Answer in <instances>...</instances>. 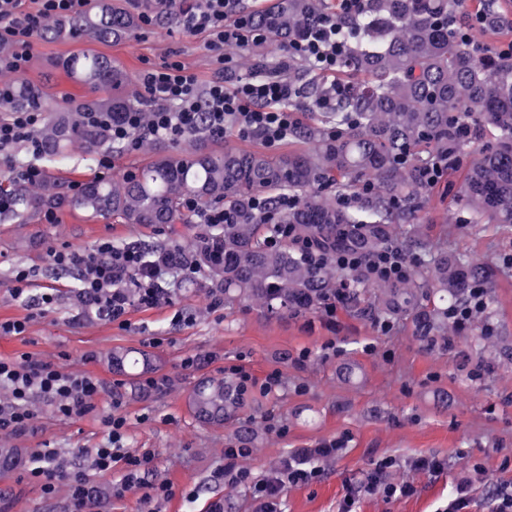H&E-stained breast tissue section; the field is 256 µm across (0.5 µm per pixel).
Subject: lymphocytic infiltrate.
I'll list each match as a JSON object with an SVG mask.
<instances>
[{
  "label": "lymphocytic infiltrate",
  "instance_id": "lymphocytic-infiltrate-1",
  "mask_svg": "<svg viewBox=\"0 0 512 512\" xmlns=\"http://www.w3.org/2000/svg\"><path fill=\"white\" fill-rule=\"evenodd\" d=\"M37 9L26 8L25 0H0V45H12L7 55H0V71L21 74L31 58L33 40L45 19L71 17L84 11L88 0H36ZM155 7L143 15L144 22H153L159 14L177 11L178 28L187 35L204 34L212 54L213 77L200 85L196 76L183 64L171 61L145 68L139 75L146 99L151 103L149 115L135 110L125 113L113 123L112 137L136 151L150 139L179 141L186 139L196 124L204 118L210 134L224 136L234 133L243 140L258 139L271 149L287 140L289 131L299 123L288 101L294 90L280 74L240 76L233 83L225 77L232 68L238 49L260 45L268 33L255 22V14L243 0H154ZM294 51L313 60L318 69L332 71L341 48L336 41V28L328 21L318 22ZM42 113L13 112L0 121V151L23 144L38 152L34 137L42 123ZM50 265L76 268L81 272L80 293L89 306L108 321L122 320L131 303L146 307L166 300L168 291L156 287L158 272L143 273L137 252L117 250L111 240L104 239L92 250L68 246L53 247L47 252ZM336 263L344 268L363 270L378 281L400 280L412 270L413 262L403 251L390 247L377 254L362 257L339 254ZM104 391L103 383L84 373L60 367L57 363L24 352L11 358H0V434L26 432L37 412L35 400H42L52 413L62 420H76L94 412ZM104 441L92 454V470L101 474L118 473L112 485L115 497L126 493L140 494L144 503L158 502L173 496L168 484H151L145 476L152 469L151 450L125 448L127 419L120 409L104 414ZM246 448L224 451V466L219 479L250 489L255 512H282V501L288 487L308 485L321 476L319 467L310 463L307 454L298 452L288 457L270 473L257 477L241 467V458L249 456ZM392 460H385L382 469L369 474L347 495L340 512H353L355 499L361 495L379 494L384 498L411 496L417 491L414 482L398 484L384 476ZM28 479L40 489L43 497L55 498L66 490L68 512H90L95 498L87 471L64 468L51 449L37 451L26 469Z\"/></svg>",
  "mask_w": 512,
  "mask_h": 512
}]
</instances>
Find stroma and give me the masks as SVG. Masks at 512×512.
I'll return each instance as SVG.
<instances>
[{
  "label": "stroma",
  "instance_id": "35a3bbf8",
  "mask_svg": "<svg viewBox=\"0 0 512 512\" xmlns=\"http://www.w3.org/2000/svg\"><path fill=\"white\" fill-rule=\"evenodd\" d=\"M83 51L119 62L128 75L127 91L137 100L142 97L138 75L149 64L180 61L203 84L213 76L204 36L180 34L164 20L141 25L134 36L116 43L85 34L53 42L39 38L23 77L44 86L43 112L87 97V89L61 67L63 59ZM43 168L66 188L98 174L96 156L77 150ZM458 213L455 197L433 199L425 213L427 230L432 238H447L449 248L473 261L496 263L487 322L500 343L511 348L512 266L504 259L512 255V227L461 224ZM192 232L189 224L161 231L92 219L72 209L56 211L51 222L42 217L32 224H0V321H29L25 335L0 336V357L30 352L105 384L95 413L66 421L41 404L31 429L0 435V447L15 451L11 467L0 472V500L10 512H65V494L42 498L36 485L23 480V467L40 448L54 449L61 461L90 466V449L105 437L99 414L115 399L128 420V448L155 454L148 481L167 482L176 490L157 504L156 512H208L217 499L223 500L225 512H252L247 488L216 478L225 448L236 443L234 426L200 422L189 408L190 393L201 378L230 376L235 365L259 379L274 369L282 376L276 393L251 392L244 407L265 427L257 448L243 461L254 475L274 470L285 453L335 441L342 445L336 454L318 459L319 481L288 488L283 512H338L348 485L388 457L396 464L387 470V480L412 481L417 494L366 496L356 512H442L449 496L462 488L470 495L468 512H491L487 491L512 486V361L481 371L477 337L430 353L413 338L407 322L384 335L373 323L343 311L332 323L318 313L267 319L243 305L212 309L211 294L198 290L174 294L152 308L131 306L124 323H111L82 303L74 291L75 272L54 269L46 260L48 249L61 244L81 250L93 249L103 238L160 244L172 237L187 240ZM15 264L35 269V293L55 289L50 311L33 312L11 295L8 276ZM178 313L188 315V322L175 321ZM156 337L161 340L157 346L152 343ZM124 351L146 353L152 360L149 374L166 377V388L148 389L143 376L113 370L112 353ZM88 352L94 355L89 362L83 359ZM302 352L308 359L300 366L296 358ZM190 355L200 356L199 366L184 367ZM273 420L286 424L287 435L270 428ZM423 454L447 457V471L434 478L409 469L408 460ZM185 488L195 489L194 499L182 497Z\"/></svg>",
  "mask_w": 512,
  "mask_h": 512
}]
</instances>
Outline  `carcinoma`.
I'll return each mask as SVG.
<instances>
[{
	"mask_svg": "<svg viewBox=\"0 0 512 512\" xmlns=\"http://www.w3.org/2000/svg\"><path fill=\"white\" fill-rule=\"evenodd\" d=\"M324 15L333 17L343 46L336 83L301 56L245 57L248 72H280L299 90L288 107L305 119L288 133L287 153L217 148L201 121L189 135L190 150L160 148L141 171L94 178L77 193L62 191L52 177L34 186L0 184V224H30L42 213L69 207L91 218L164 227L192 224L218 205L231 213V222L207 224L184 245L123 248L138 251L147 268L171 271L161 288H211L224 293V305L249 303L269 317L306 314L340 294L350 314L391 324L409 318L423 349H448L450 311L467 305L473 284L494 280L496 266L448 251L427 236L420 216L436 188L462 166L459 217L512 226V57L503 54L512 45V10L502 0H363L360 12L350 15L325 0H275L255 19L268 29L271 43L289 44ZM138 25L139 15L119 0H91L79 16L50 20L41 36L85 32L119 41ZM63 66L100 95L52 113L36 135L40 154L51 159L75 146L89 154L120 152L122 142L93 115L106 112L118 121L135 107L125 93L122 65L85 51ZM333 90L336 103L326 109L321 102ZM44 98L38 85L17 81L0 109L39 107ZM435 166L441 175L432 183L426 173ZM188 197L198 206L191 217L183 209ZM286 197L294 203L283 207ZM257 198L264 209L256 207ZM289 225L317 247L320 262H310L284 236ZM389 246L418 259L400 282L371 280L336 265L339 253L370 256ZM185 265L203 277H183ZM139 365L149 370L146 354H112L119 372ZM245 399L240 382L205 377L194 387L190 407L201 421L233 423L237 439L246 443L256 424L241 416Z\"/></svg>",
	"mask_w": 512,
	"mask_h": 512,
	"instance_id": "1",
	"label": "carcinoma"
}]
</instances>
